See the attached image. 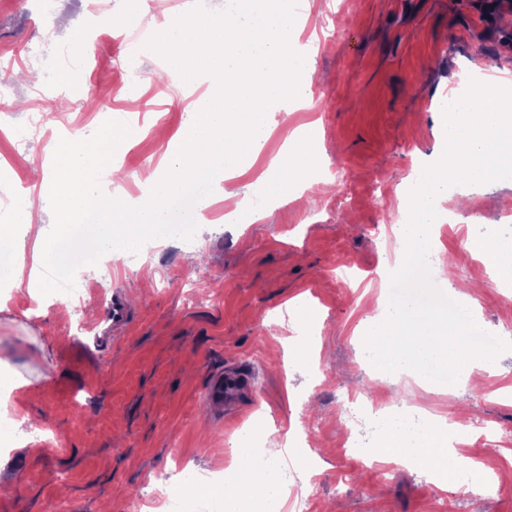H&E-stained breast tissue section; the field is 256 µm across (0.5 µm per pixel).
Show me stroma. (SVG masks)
Segmentation results:
<instances>
[{"label": "stroma", "mask_w": 512, "mask_h": 512, "mask_svg": "<svg viewBox=\"0 0 512 512\" xmlns=\"http://www.w3.org/2000/svg\"><path fill=\"white\" fill-rule=\"evenodd\" d=\"M298 31L311 51V108H273L272 134L255 165L263 167L295 128L320 121L318 154L325 170L344 175L334 188L318 185L306 201L288 200L253 224H228L230 204L212 193L197 206L203 217L193 243L174 238L125 253L109 277L98 266L82 272L100 281L80 311L48 295L0 288V362L27 381L12 398L29 416L31 445L0 454V512H49L65 499L71 512H130L158 473H169L167 494L181 512H200L173 470L180 456L196 470L236 469L228 447L242 430L263 438V421L277 434L301 436L281 460L284 470L312 477L303 489L305 512H512V348L494 361L464 365L456 384L412 392L420 376L376 370L362 347L361 327L388 297L382 272L387 226L399 208L398 187L418 158L435 156L441 140L438 103L462 75L512 78V0H304ZM164 17L128 16L124 0L91 16L84 0H0V52L19 56L18 72L58 81L53 48L72 32L98 43L64 98L47 99L46 134L28 127V110L0 112V199L13 195V165L31 156L52 160L66 129L55 113L77 121L90 137L113 119L133 122L135 139L112 164L123 185L160 166L167 139L183 130L193 107L166 79L159 54L123 39L126 27L152 37ZM166 83L157 112L137 106ZM455 224L433 230L443 260L432 266L436 285L466 306L491 334L512 325V297L498 282L459 294L484 267L465 254L467 238L496 230L512 240V186L472 195ZM352 267L351 280L337 270ZM129 313L112 332V300ZM303 304L307 318L294 307ZM228 368L255 380L234 409L217 415L206 402L212 376ZM487 385L471 388L470 372ZM379 410L358 401L361 389ZM486 421L497 437L469 436L468 452L504 487L483 506L436 489L425 469L369 462L366 449L385 439V420L433 425Z\"/></svg>", "instance_id": "stroma-1"}]
</instances>
